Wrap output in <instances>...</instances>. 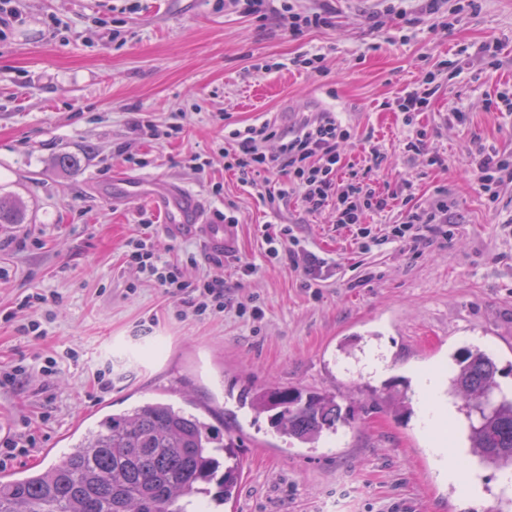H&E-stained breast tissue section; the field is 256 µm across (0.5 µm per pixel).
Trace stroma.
I'll return each instance as SVG.
<instances>
[{"label": "stroma", "instance_id": "obj_1", "mask_svg": "<svg viewBox=\"0 0 512 512\" xmlns=\"http://www.w3.org/2000/svg\"><path fill=\"white\" fill-rule=\"evenodd\" d=\"M462 3L445 0L453 26L433 33L418 19L423 0H327L329 26L292 37L282 17L258 19L224 0H16L21 20L0 25V199H21L25 217L0 226L10 242L0 250V371L66 350L76 357L51 381L34 372L24 386L0 387V434L36 441L9 472L57 462L104 407L163 398L208 409L240 438V479L224 512H500L512 502L500 471L482 466L481 496L467 498L437 466L418 412L389 405L391 395L412 397L416 372L431 369L453 409L439 438L457 457L467 452L468 421L448 393L455 356L485 350L500 391L512 389V186L492 203L467 171L473 142L512 153V114L488 106L512 91V0H479L474 11ZM394 6L414 26L398 24ZM494 44L491 75L482 49ZM461 48L470 62L457 75L444 63ZM307 51L322 54L324 75L290 66ZM430 70L437 90L415 126L441 167L405 151L415 126L386 107ZM459 107L467 124L451 117ZM176 112L186 119L173 137L130 128L138 116L166 130ZM315 112L349 127L346 164L366 168L361 142L370 137L386 155L381 184L421 207L447 196V238L417 252L389 240L402 220L396 209L368 215L360 245L329 214L308 212L299 194L274 214L225 171V122L288 128ZM62 154L77 164L59 167ZM194 154L203 171L190 168ZM118 170L181 184L215 220L234 215V248L214 262L198 238L168 236L146 202L100 198L96 187ZM143 223L187 283L223 281V313L183 316V295L126 267V242ZM283 223L328 260L316 279L268 258L266 237ZM248 264L255 271L246 275ZM36 288L46 303L17 311ZM11 311L16 320L4 321ZM34 318L49 330L36 344L18 330ZM372 355L384 376L368 369ZM103 367L112 371L107 393L94 382ZM269 386L335 394L356 419L317 448L289 442L238 403L242 390Z\"/></svg>", "mask_w": 512, "mask_h": 512}]
</instances>
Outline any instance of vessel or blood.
<instances>
[{
  "label": "vessel or blood",
  "mask_w": 512,
  "mask_h": 512,
  "mask_svg": "<svg viewBox=\"0 0 512 512\" xmlns=\"http://www.w3.org/2000/svg\"><path fill=\"white\" fill-rule=\"evenodd\" d=\"M100 193L108 199L146 200L160 213L163 227L169 235L198 237L212 257L223 258L234 241V225L209 220L200 197L182 186L164 183L148 185L136 179L117 176L110 184L103 186Z\"/></svg>",
  "instance_id": "1"
}]
</instances>
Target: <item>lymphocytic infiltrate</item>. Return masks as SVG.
<instances>
[{"label": "lymphocytic infiltrate", "mask_w": 512, "mask_h": 512, "mask_svg": "<svg viewBox=\"0 0 512 512\" xmlns=\"http://www.w3.org/2000/svg\"><path fill=\"white\" fill-rule=\"evenodd\" d=\"M231 2L242 12L261 19L271 10H279L287 16L288 33L292 36L329 23V13L325 9L298 12L291 0H278L279 5L275 8L271 7V0ZM435 81V73L426 72L390 102V109L403 113L406 124L412 125L419 113L428 110L435 93ZM349 136L348 127L332 112L313 113L286 131L268 121L232 128L224 133L229 144L224 152L225 167L233 171L242 184L259 187V196L270 209H278L288 192H296L307 211H331L333 223L345 228L360 226L367 214H381L396 206L403 207L404 219L392 228L391 235L412 248L423 243V228L447 223L448 203L444 199H436L422 209L409 205L407 199L396 192L379 187L371 177L385 159L378 145L371 144L366 148L369 174L343 176L338 145ZM470 170L489 199L497 198L501 186L512 184V157L495 146L476 145L470 153ZM124 259L127 267L135 269L163 292H189L186 308L193 316L223 313V283L203 279L194 287H186L178 266L162 260L155 252L149 225H142L127 241Z\"/></svg>", "instance_id": "obj_1"}]
</instances>
